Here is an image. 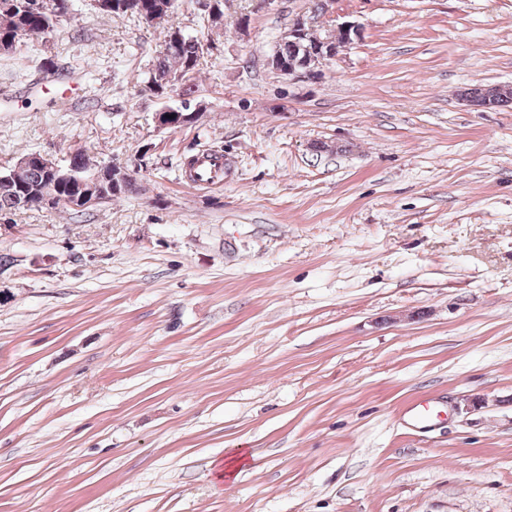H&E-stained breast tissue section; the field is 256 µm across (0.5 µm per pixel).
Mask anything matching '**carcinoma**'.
I'll return each mask as SVG.
<instances>
[{"mask_svg": "<svg viewBox=\"0 0 512 512\" xmlns=\"http://www.w3.org/2000/svg\"><path fill=\"white\" fill-rule=\"evenodd\" d=\"M75 0H0V54L15 52L23 39L46 41L67 19L74 10ZM115 6L100 9L110 16L134 17L143 20L151 15L162 20L164 40L161 49L154 58L149 72L148 87L157 95L176 91L185 85L196 73L200 59L204 55L203 45L199 39L186 35L180 27L169 19L172 0H113ZM322 42L314 33H309L308 40H282L273 54L276 65L280 68L293 67L301 62L306 47H313ZM465 99L474 106L493 110L504 103L511 102V96H505L497 86H475L464 92ZM31 163L22 180V184L0 188V212L16 211L26 206L34 209L32 202L46 186L48 177L36 163L37 153L27 154ZM67 166L76 171L77 178H69L56 185L55 205L71 206L75 198L82 193L81 180L100 175L101 170L90 167L85 154L71 156ZM137 190L136 182L112 187V181L101 179L97 199L109 202L127 193Z\"/></svg>", "mask_w": 512, "mask_h": 512, "instance_id": "1", "label": "carcinoma"}]
</instances>
